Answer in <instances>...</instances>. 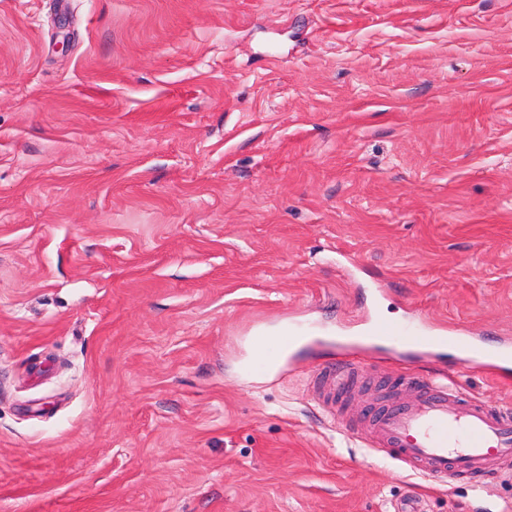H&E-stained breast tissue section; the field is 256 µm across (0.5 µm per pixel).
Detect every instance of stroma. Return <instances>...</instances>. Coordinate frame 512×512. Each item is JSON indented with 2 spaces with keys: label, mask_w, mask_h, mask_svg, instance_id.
<instances>
[{
  "label": "stroma",
  "mask_w": 512,
  "mask_h": 512,
  "mask_svg": "<svg viewBox=\"0 0 512 512\" xmlns=\"http://www.w3.org/2000/svg\"><path fill=\"white\" fill-rule=\"evenodd\" d=\"M419 320L512 337V0H0V512H512L362 432L512 409ZM426 323L420 322L412 325L393 326L386 332L371 331L369 336H395L396 340H411L417 347H427L433 342L432 337L426 336Z\"/></svg>",
  "instance_id": "stroma-1"
}]
</instances>
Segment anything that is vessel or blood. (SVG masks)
Segmentation results:
<instances>
[{
  "instance_id": "vessel-or-blood-1",
  "label": "vessel or blood",
  "mask_w": 512,
  "mask_h": 512,
  "mask_svg": "<svg viewBox=\"0 0 512 512\" xmlns=\"http://www.w3.org/2000/svg\"><path fill=\"white\" fill-rule=\"evenodd\" d=\"M425 323L394 326L389 335L418 347L431 344ZM488 370L512 372V339L502 338ZM416 401L380 408L365 425L373 447L433 477L481 478L512 460V412L463 399L445 387L413 379Z\"/></svg>"
}]
</instances>
